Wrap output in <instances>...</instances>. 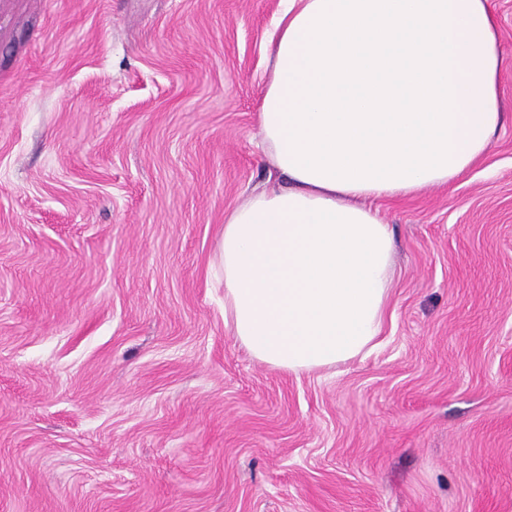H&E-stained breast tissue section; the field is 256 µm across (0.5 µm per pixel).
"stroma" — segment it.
Returning <instances> with one entry per match:
<instances>
[{
	"label": "stroma",
	"instance_id": "1",
	"mask_svg": "<svg viewBox=\"0 0 512 512\" xmlns=\"http://www.w3.org/2000/svg\"><path fill=\"white\" fill-rule=\"evenodd\" d=\"M504 120L383 200L381 347L288 374L224 326V215L267 180L280 0H0V512H512Z\"/></svg>",
	"mask_w": 512,
	"mask_h": 512
}]
</instances>
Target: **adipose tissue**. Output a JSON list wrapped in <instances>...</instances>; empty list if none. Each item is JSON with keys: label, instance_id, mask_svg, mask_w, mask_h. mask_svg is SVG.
<instances>
[{"label": "adipose tissue", "instance_id": "1", "mask_svg": "<svg viewBox=\"0 0 512 512\" xmlns=\"http://www.w3.org/2000/svg\"><path fill=\"white\" fill-rule=\"evenodd\" d=\"M257 124L285 181L224 218V325L288 373L366 356L394 294L373 204L447 186L502 121L489 0H281Z\"/></svg>", "mask_w": 512, "mask_h": 512}]
</instances>
